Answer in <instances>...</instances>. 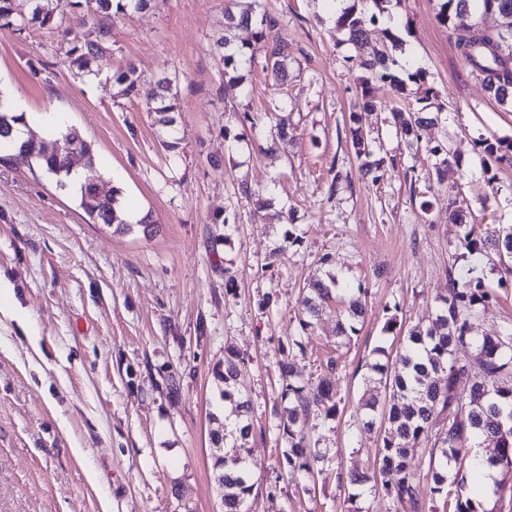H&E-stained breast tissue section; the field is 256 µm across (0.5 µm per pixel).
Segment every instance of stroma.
<instances>
[{
  "mask_svg": "<svg viewBox=\"0 0 512 512\" xmlns=\"http://www.w3.org/2000/svg\"><path fill=\"white\" fill-rule=\"evenodd\" d=\"M292 45L286 83L254 66L242 84L222 80L211 51L226 0H158L119 20L71 8L78 42L111 30L106 73L78 71L61 33L0 27V92L27 111L61 113L92 146L101 189L121 186L154 222L125 235L90 224L69 188L6 160L0 149V274L14 286L20 320L0 323V512H218L210 436L219 403L213 371L225 348L244 358L237 381L251 401L256 464L250 512H392L381 494L348 475L371 474L381 444L364 432L361 397L374 348L396 347L384 332L388 309L406 326L428 324L451 269L469 271L495 294L476 334L512 321V288L498 287L496 262L462 256L448 204L474 223L512 226V164L488 160L481 141L512 139V109L498 104L436 19L437 0H388L385 15L405 42L396 68L426 71L446 113L422 128L421 147L377 123L379 183L361 179L345 138L365 74L345 59L368 47L345 42L327 0H257ZM134 63L137 94L121 98L109 73ZM174 79L181 112L174 148L147 105L158 74ZM293 126L266 153L270 100ZM257 118L244 140L241 111ZM447 141L444 178L430 175L425 144ZM350 188L329 193L336 170ZM253 193H273L294 213L301 244L282 247L285 223L254 214ZM429 212H421L422 201ZM235 224L220 225L224 215ZM330 255L338 277L367 288V314L349 345L336 342L337 305L313 329L298 326L301 289ZM275 306L261 310L264 294ZM302 378L336 358V421L320 424L330 476L311 494L278 480L284 444L272 415L277 362L289 337ZM99 474L90 483L88 470Z\"/></svg>",
  "mask_w": 512,
  "mask_h": 512,
  "instance_id": "stroma-1",
  "label": "stroma"
}]
</instances>
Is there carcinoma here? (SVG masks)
<instances>
[{
    "instance_id": "obj_1",
    "label": "carcinoma",
    "mask_w": 512,
    "mask_h": 512,
    "mask_svg": "<svg viewBox=\"0 0 512 512\" xmlns=\"http://www.w3.org/2000/svg\"><path fill=\"white\" fill-rule=\"evenodd\" d=\"M155 0H84L75 2L94 11L110 13L118 18L130 10H147ZM27 22L15 19L14 0H0V27L22 30L27 24L61 31L67 38L73 33V20L67 17L62 0H34ZM378 10L366 27L358 16L362 0H347L336 12V30L347 35V41L364 44L375 40L379 49L356 65L369 71L372 78L403 93L410 83L421 86L426 74L422 67L411 66L404 73L392 68L393 52L403 49L404 42L383 20L381 0H372ZM501 19L498 30L489 32L478 23L458 25L455 20L472 13H489V8ZM437 19L452 30L455 45L471 71L479 77L484 90L501 105H512V0H439ZM278 23L266 13H234L226 10V30L213 45L214 56L224 69V79L240 82L258 59L277 83L288 80V65L292 48L288 39L277 29ZM244 29L246 39H235V31ZM72 63L78 70L91 72L92 66L106 60L97 42L74 44L69 50ZM112 81L120 87L119 96L130 97L137 92L140 75L129 64L112 73ZM156 93L148 112L154 123L170 132L180 110L174 81L164 77L157 82ZM362 111L349 115L348 136L356 158L362 161L364 174L372 180L382 178L383 160L373 158L370 131L363 121L378 110L370 87L361 89ZM436 93L425 88L407 110L391 112L393 125L409 144L419 143L422 127L440 120L443 108L434 105ZM23 114L4 108L0 96V129L15 128ZM288 125L282 119L270 128L266 151L273 153L277 142L287 136ZM60 149L49 151L45 143L25 141L18 153L8 162L15 166H37L54 177L71 173L70 152L77 149L82 155L91 153L92 146L74 129L59 133ZM484 152L496 161L512 163V141L499 139L483 146ZM100 172L93 166L84 172V182L77 190L79 208L90 224H104L119 233L133 229L123 216L119 205L120 191L110 195L99 193ZM448 220L461 222L459 245L470 255L482 257L494 253L504 273L512 278V227L485 228L480 224L463 223V208L457 202L448 204ZM508 278L498 285L506 288ZM367 290L340 291L336 274L330 270L313 278L301 297L302 330L313 327L324 306L337 300L343 306L344 319L336 325L341 343L351 342L358 332L357 324L366 314L362 295ZM492 289L480 278L462 273H448V288L438 297L434 320L425 328L398 329L397 315L386 318L384 330L396 332L402 342L395 357L386 355L384 348L372 350L374 360L366 363L371 373L368 382L378 385L389 395L386 402L374 395L365 400L367 414L362 419L364 429L377 430L382 436L378 450L377 474L369 477L360 473L349 475L352 486L361 487L374 482L375 490L389 501L395 512L410 507L413 512L426 508L420 496L421 480H426V492L431 506L429 512H493L490 503L473 498L469 492L470 465L475 458L473 448L490 440L494 448L482 459V465L495 473L493 495L498 497L512 491V322L506 321L492 335L475 334V319L489 307ZM243 358L232 350L224 351V362L218 364L215 377L223 384L219 397L224 402V434L212 437L216 448L214 479L219 490L222 512H247L253 495L252 468L254 463L245 454L252 437L249 419L250 403L237 386L238 366ZM478 365L484 380L461 388V376ZM282 387L280 401L286 403L278 413V430L287 448L282 452L279 468L286 474H303L308 485L304 491L316 488L323 475L320 463L323 455L312 446L308 418L314 412L326 420L338 418L339 407L335 392L327 379L318 380L310 390L298 379L289 358L279 362ZM438 431H433L437 424ZM434 438L438 462L429 465L424 475L413 468V458L421 440Z\"/></svg>"
}]
</instances>
